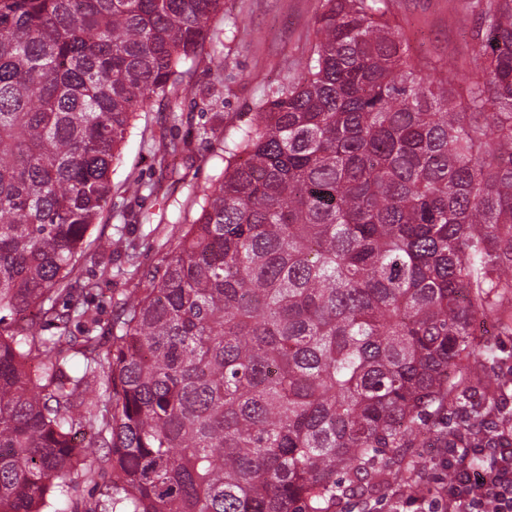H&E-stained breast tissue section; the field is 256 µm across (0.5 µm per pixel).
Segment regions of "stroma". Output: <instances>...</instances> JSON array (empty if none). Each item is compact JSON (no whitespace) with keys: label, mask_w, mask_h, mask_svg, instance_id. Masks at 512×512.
Here are the masks:
<instances>
[{"label":"stroma","mask_w":512,"mask_h":512,"mask_svg":"<svg viewBox=\"0 0 512 512\" xmlns=\"http://www.w3.org/2000/svg\"><path fill=\"white\" fill-rule=\"evenodd\" d=\"M467 0H390L389 16L401 29L412 55L447 61L460 73L458 91L468 85V56L479 29L477 17L466 28L448 22L464 11ZM322 0H224V11L211 21L213 38L195 64L184 73V92L178 102L153 98L132 119L119 158L112 167V195L93 234L112 236V275L82 263V279L97 284L96 302L103 319H110L136 282L147 281L162 269L166 242L175 235L182 211L198 213L195 193L222 177L228 155L225 146L240 128L250 124L259 102L270 89L287 83L301 71L314 42L313 21ZM175 142L177 149L158 161L152 145ZM152 246H144V237ZM136 246L139 275H121L127 246ZM512 320V304L480 324L481 342L495 350V363L478 375L491 387L512 390V335L500 325ZM471 436L456 407L428 417L406 458L423 455L421 479L432 488L447 482L443 461L450 447H468Z\"/></svg>","instance_id":"obj_1"}]
</instances>
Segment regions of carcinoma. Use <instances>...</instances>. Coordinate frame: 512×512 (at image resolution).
<instances>
[{"label":"carcinoma","mask_w":512,"mask_h":512,"mask_svg":"<svg viewBox=\"0 0 512 512\" xmlns=\"http://www.w3.org/2000/svg\"><path fill=\"white\" fill-rule=\"evenodd\" d=\"M469 8L463 103L388 0H323L304 76L105 348L78 263L112 253L86 243L130 120L183 94L224 0H0V512H329L402 480L388 452L494 360L476 323L512 296V0ZM30 309L60 333L16 327ZM79 478L104 490L65 497Z\"/></svg>","instance_id":"1"}]
</instances>
